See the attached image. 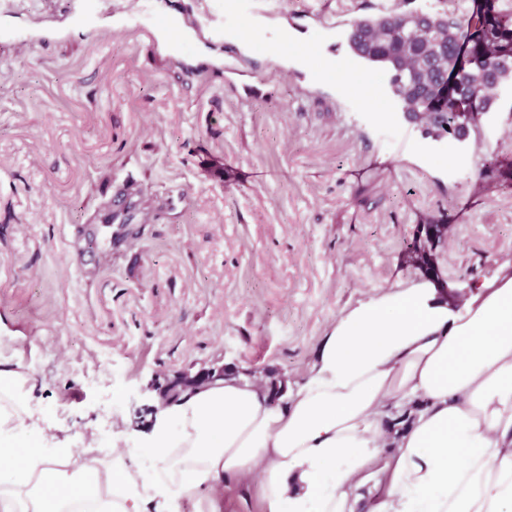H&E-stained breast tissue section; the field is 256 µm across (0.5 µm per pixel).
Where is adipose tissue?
<instances>
[{"instance_id": "adipose-tissue-1", "label": "adipose tissue", "mask_w": 512, "mask_h": 512, "mask_svg": "<svg viewBox=\"0 0 512 512\" xmlns=\"http://www.w3.org/2000/svg\"><path fill=\"white\" fill-rule=\"evenodd\" d=\"M36 388L0 358V512H224L250 484L265 512H357L385 454L367 512H512V271L454 304L424 281L376 292L339 316L285 403L229 374L161 407L150 433L121 423L106 458L19 442ZM394 416L403 428L385 429ZM388 455L382 456L380 459L370 464L368 470L375 475V478L371 480L363 489L362 493L365 495L366 501L372 500L376 502L380 499L385 482L383 480V467L387 460Z\"/></svg>"}]
</instances>
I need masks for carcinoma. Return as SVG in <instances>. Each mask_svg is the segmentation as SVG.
<instances>
[{"label":"carcinoma","mask_w":512,"mask_h":512,"mask_svg":"<svg viewBox=\"0 0 512 512\" xmlns=\"http://www.w3.org/2000/svg\"><path fill=\"white\" fill-rule=\"evenodd\" d=\"M480 31L496 32L502 37L512 36V20L498 12L483 18L473 13L465 20L438 12L359 18L349 25L347 44L355 57L382 65L389 71L390 93L401 103L402 112L412 114L428 111L425 97L414 92L413 88L433 81L427 58L419 50L446 58L460 40L473 43L460 96L472 100L473 111L484 113L494 106V89L498 85L490 81L484 54L478 50L476 36ZM422 126L426 135L434 139L448 134L460 141L470 131V125L459 123L451 110L440 121L424 122Z\"/></svg>","instance_id":"obj_1"}]
</instances>
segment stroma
Segmentation results:
<instances>
[{
    "mask_svg": "<svg viewBox=\"0 0 512 512\" xmlns=\"http://www.w3.org/2000/svg\"><path fill=\"white\" fill-rule=\"evenodd\" d=\"M317 0H277L241 68L240 97L208 67L225 48L165 52L134 29L64 22L66 0H17L0 25L61 36L0 38V351L33 368L46 452L112 423L150 431L152 383L212 367L302 380L340 314L382 289L481 287L512 263V81L476 134L437 142L412 125L395 153L381 67L315 87L285 57L319 67L289 24L317 29ZM378 87L370 100L363 83ZM376 115L383 133L350 120ZM139 214L100 217L123 185Z\"/></svg>",
    "mask_w": 512,
    "mask_h": 512,
    "instance_id": "obj_1",
    "label": "stroma"
}]
</instances>
